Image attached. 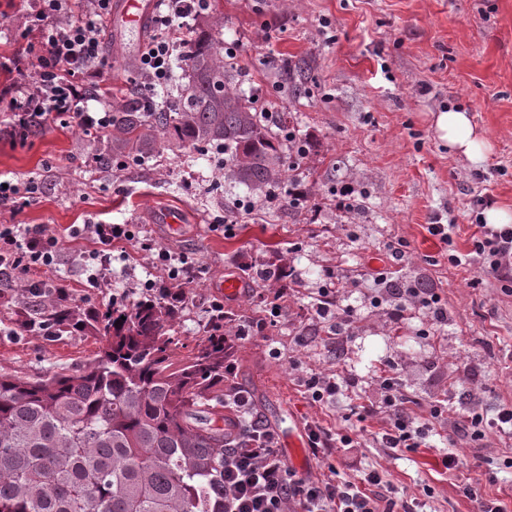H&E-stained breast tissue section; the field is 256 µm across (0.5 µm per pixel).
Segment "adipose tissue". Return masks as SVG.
<instances>
[{"label": "adipose tissue", "mask_w": 512, "mask_h": 512, "mask_svg": "<svg viewBox=\"0 0 512 512\" xmlns=\"http://www.w3.org/2000/svg\"><path fill=\"white\" fill-rule=\"evenodd\" d=\"M434 124L439 140L450 153L465 158L474 166L485 161L490 144L464 108L452 107L437 113Z\"/></svg>", "instance_id": "1"}]
</instances>
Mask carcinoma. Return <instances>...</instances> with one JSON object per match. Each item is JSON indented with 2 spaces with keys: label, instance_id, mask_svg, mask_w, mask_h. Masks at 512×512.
<instances>
[{
  "label": "carcinoma",
  "instance_id": "carcinoma-1",
  "mask_svg": "<svg viewBox=\"0 0 512 512\" xmlns=\"http://www.w3.org/2000/svg\"><path fill=\"white\" fill-rule=\"evenodd\" d=\"M189 86L172 104L117 114L120 148L136 159L158 137L224 148L236 182L261 191L282 180L281 138L232 77L208 37L181 50ZM27 326L55 336L80 313L49 284ZM160 297L97 315L106 344L94 362L30 380L0 373V512H224V336L187 354ZM122 324L115 325L117 320Z\"/></svg>",
  "mask_w": 512,
  "mask_h": 512
}]
</instances>
